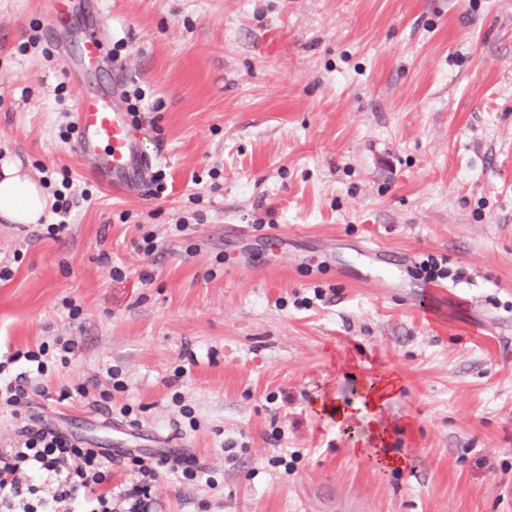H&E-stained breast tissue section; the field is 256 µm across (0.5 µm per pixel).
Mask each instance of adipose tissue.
Returning <instances> with one entry per match:
<instances>
[{
  "label": "adipose tissue",
  "instance_id": "adipose-tissue-1",
  "mask_svg": "<svg viewBox=\"0 0 512 512\" xmlns=\"http://www.w3.org/2000/svg\"><path fill=\"white\" fill-rule=\"evenodd\" d=\"M49 196L37 175L19 164H0V219L10 224H36L45 214Z\"/></svg>",
  "mask_w": 512,
  "mask_h": 512
}]
</instances>
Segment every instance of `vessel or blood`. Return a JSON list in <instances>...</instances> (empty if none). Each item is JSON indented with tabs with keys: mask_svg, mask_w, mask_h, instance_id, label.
Listing matches in <instances>:
<instances>
[{
	"mask_svg": "<svg viewBox=\"0 0 512 512\" xmlns=\"http://www.w3.org/2000/svg\"><path fill=\"white\" fill-rule=\"evenodd\" d=\"M66 2L51 0L47 29L64 73L72 80L93 84L92 90L76 99L78 137L73 151L101 184L117 192H133L145 173L139 126L111 89L112 79L122 78L124 68L113 61L93 26H85L77 43H70Z\"/></svg>",
	"mask_w": 512,
	"mask_h": 512,
	"instance_id": "1",
	"label": "vessel or blood"
}]
</instances>
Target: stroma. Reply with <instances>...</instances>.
<instances>
[{
    "mask_svg": "<svg viewBox=\"0 0 512 512\" xmlns=\"http://www.w3.org/2000/svg\"><path fill=\"white\" fill-rule=\"evenodd\" d=\"M92 4L162 103L141 146L168 190L85 171L49 0H0V158L50 194L68 175L74 214L57 240L49 213L0 223V354L75 339L49 385L89 390L0 409V448L44 417L112 452L116 486L139 478L123 453L195 459L194 479L156 475L162 512H512V0H73L74 24ZM368 246L402 260V287L353 262ZM430 256L450 277L423 310ZM384 375L390 469L352 449ZM397 385L398 380L393 376H385L370 382L362 391V404L373 411L377 410L385 404Z\"/></svg>",
    "mask_w": 512,
    "mask_h": 512,
    "instance_id": "obj_1",
    "label": "stroma"
}]
</instances>
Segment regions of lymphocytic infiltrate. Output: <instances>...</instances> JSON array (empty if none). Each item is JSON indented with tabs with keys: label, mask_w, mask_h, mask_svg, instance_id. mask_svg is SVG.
Here are the masks:
<instances>
[{
	"label": "lymphocytic infiltrate",
	"mask_w": 512,
	"mask_h": 512,
	"mask_svg": "<svg viewBox=\"0 0 512 512\" xmlns=\"http://www.w3.org/2000/svg\"><path fill=\"white\" fill-rule=\"evenodd\" d=\"M74 340L59 341L55 353L46 347L16 351L0 361V407L21 410L31 395L48 396L45 378L51 361L69 365ZM15 446L0 451V512H149L150 483L165 469L190 479L195 460L166 452L130 455L138 483L112 492V455L46 420L23 423Z\"/></svg>",
	"instance_id": "lymphocytic-infiltrate-1"
}]
</instances>
